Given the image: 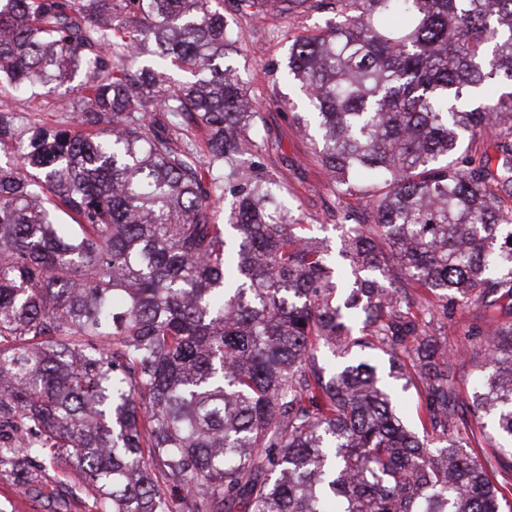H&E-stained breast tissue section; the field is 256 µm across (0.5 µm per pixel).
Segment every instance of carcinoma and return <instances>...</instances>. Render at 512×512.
Wrapping results in <instances>:
<instances>
[{"instance_id":"cac0c4a2","label":"carcinoma","mask_w":512,"mask_h":512,"mask_svg":"<svg viewBox=\"0 0 512 512\" xmlns=\"http://www.w3.org/2000/svg\"><path fill=\"white\" fill-rule=\"evenodd\" d=\"M314 2L336 22L290 46L298 123L339 194L378 187L346 256L381 273L389 244L432 320L481 304L472 406L512 445V208L490 191L512 188V132L496 167L461 164L512 112V0ZM219 4L0 0V474L65 462L84 512H504L454 419L457 355L373 277L337 301L329 250L288 220ZM79 73L59 108L84 133L8 103ZM326 348L407 361L428 435Z\"/></svg>"}]
</instances>
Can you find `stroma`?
<instances>
[{
	"label": "stroma",
	"instance_id": "1",
	"mask_svg": "<svg viewBox=\"0 0 512 512\" xmlns=\"http://www.w3.org/2000/svg\"><path fill=\"white\" fill-rule=\"evenodd\" d=\"M224 14L245 36L231 58L250 98L259 105L260 133L273 143L264 152L263 161L270 169L284 174L292 218L308 225V235L313 240L339 248L341 214H348L350 223L359 224L368 220L369 205L362 195L337 194L314 154L310 139L300 132L292 109L285 104L286 99L295 98L296 92L283 78L293 39L316 32L323 26L326 14L302 8L288 12L276 6L274 0H267L259 8H245L236 0H224ZM480 316V310L473 304L458 305L447 318L427 324L425 331L442 347L459 351L453 371L458 425L480 429L476 455L497 487L512 489V450L506 448L494 425L480 427L470 401L476 373L485 356L481 337L473 333L480 324ZM4 497L11 499L14 512H71L69 502L51 492L40 494L13 484L10 477L0 476V499Z\"/></svg>",
	"mask_w": 512,
	"mask_h": 512
}]
</instances>
